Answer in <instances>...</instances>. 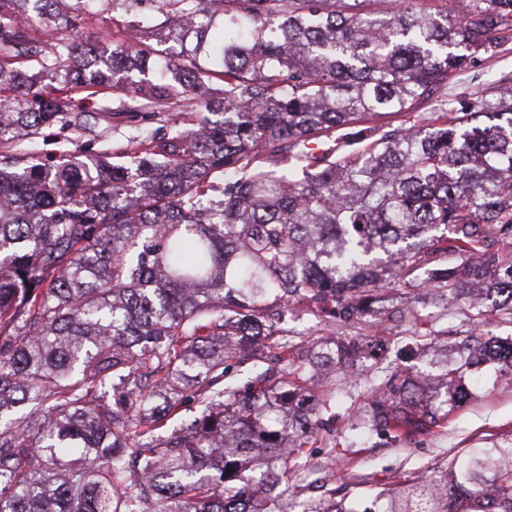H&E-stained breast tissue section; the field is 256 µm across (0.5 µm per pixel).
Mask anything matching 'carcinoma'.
I'll use <instances>...</instances> for the list:
<instances>
[{
	"instance_id": "obj_1",
	"label": "carcinoma",
	"mask_w": 512,
	"mask_h": 512,
	"mask_svg": "<svg viewBox=\"0 0 512 512\" xmlns=\"http://www.w3.org/2000/svg\"><path fill=\"white\" fill-rule=\"evenodd\" d=\"M369 2L0 0V512H293L260 494L327 406L306 382L358 341L299 348L293 302L353 320L417 282L512 324V87L404 120L512 39V0ZM106 5L137 17L110 60L80 35ZM101 111L159 127L111 163L28 152ZM462 349L438 374L349 365L351 429L409 438L468 372L512 378V337ZM303 512H512V433Z\"/></svg>"
}]
</instances>
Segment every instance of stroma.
Masks as SVG:
<instances>
[{"label": "stroma", "instance_id": "obj_1", "mask_svg": "<svg viewBox=\"0 0 512 512\" xmlns=\"http://www.w3.org/2000/svg\"><path fill=\"white\" fill-rule=\"evenodd\" d=\"M508 81L512 82V40L450 77L441 97L489 99L495 97L499 83ZM146 127L145 121L119 116L99 121L93 131L80 136H62L48 129L35 139L33 148L44 157L83 149L92 154H117L130 150L131 136ZM416 294L423 302L417 307L416 317L408 321H388L380 326L375 316L366 315L348 323L331 314L309 312L298 304L288 317L287 329L297 343L336 337L352 330L360 332L362 360L376 372L390 362L386 350L401 346L416 331L435 337L420 362L421 367L430 370L444 361L450 342L467 331L485 336L512 334V325L496 317L471 326L465 306L454 292L435 295L420 288ZM310 388L318 395L340 393L341 403L322 410L323 426L304 449L303 468L289 480L294 498L301 502H326L335 493L348 499H364L366 494L381 490L410 472L445 466L453 454L478 439L512 430V381L504 379H487L472 385L471 399L452 411L440 427L402 443L350 431L346 408L361 403L362 391L340 381L335 372H322L311 381Z\"/></svg>", "mask_w": 512, "mask_h": 512}]
</instances>
